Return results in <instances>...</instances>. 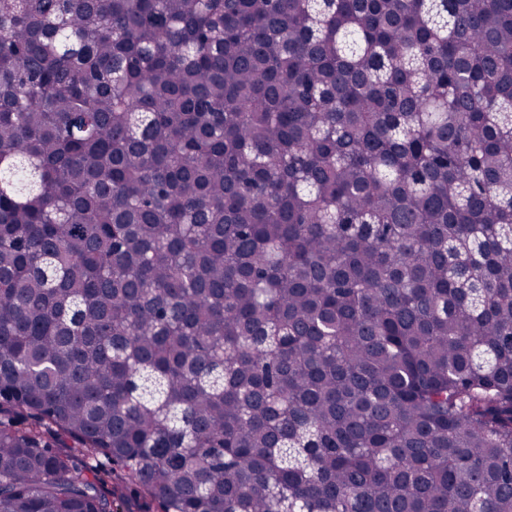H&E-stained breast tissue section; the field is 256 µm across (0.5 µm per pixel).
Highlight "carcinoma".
<instances>
[{"instance_id": "1", "label": "carcinoma", "mask_w": 512, "mask_h": 512, "mask_svg": "<svg viewBox=\"0 0 512 512\" xmlns=\"http://www.w3.org/2000/svg\"><path fill=\"white\" fill-rule=\"evenodd\" d=\"M512 512V0H0V512Z\"/></svg>"}]
</instances>
